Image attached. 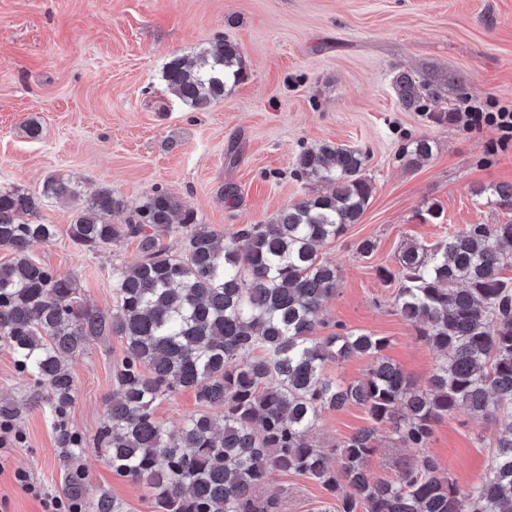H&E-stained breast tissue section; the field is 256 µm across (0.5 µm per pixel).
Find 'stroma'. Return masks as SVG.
I'll list each match as a JSON object with an SVG mask.
<instances>
[{"label": "stroma", "mask_w": 512, "mask_h": 512, "mask_svg": "<svg viewBox=\"0 0 512 512\" xmlns=\"http://www.w3.org/2000/svg\"><path fill=\"white\" fill-rule=\"evenodd\" d=\"M219 37L237 46L244 77L196 112L171 95L164 67ZM402 71L452 74L461 88L427 100L425 112L409 110L393 85ZM466 99L512 109V0H0V188L36 192L51 175L78 182L86 196L107 186L127 204L113 214L116 224L164 190L227 236L318 193V183L293 172L303 149L332 142L361 150L372 197L359 223L319 251L338 282L318 333L386 337L385 356L421 387L441 356L398 314V286L379 268H398L406 243L512 222L511 210L474 194L512 183V144L500 146L489 126L468 133L426 118ZM29 122L40 126L39 138L28 136ZM424 136L435 143L432 156L406 165L404 147ZM75 210L56 201L42 207L40 223L56 225L58 235L32 256L73 277L84 302L112 311V270L138 261V245L125 239L80 251L68 231ZM366 239L376 248L364 257L357 247ZM123 351L119 337L101 336L69 361L75 393L66 425L82 445L66 448L48 389L19 373L0 346V399L19 402L13 427L22 438L0 467V512H45L15 471L62 494L78 469L90 496L154 512L148 488L113 474L96 444ZM369 424L361 406L326 409L312 441L329 451ZM496 430L495 417L462 410L436 424L429 451L460 491L485 472L483 443ZM413 454L382 426L366 468L393 478ZM258 495L277 497L281 512L337 510L323 485L296 474L271 473Z\"/></svg>", "instance_id": "obj_1"}]
</instances>
